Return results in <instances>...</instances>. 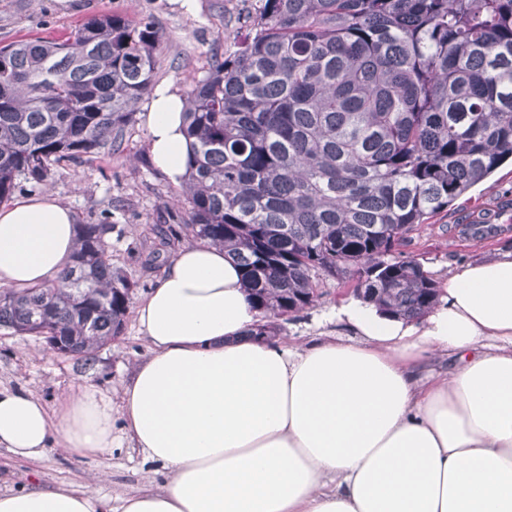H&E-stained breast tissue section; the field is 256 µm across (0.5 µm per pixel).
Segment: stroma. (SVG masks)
I'll list each match as a JSON object with an SVG mask.
<instances>
[{"label":"stroma","instance_id":"35a3bbf8","mask_svg":"<svg viewBox=\"0 0 512 512\" xmlns=\"http://www.w3.org/2000/svg\"><path fill=\"white\" fill-rule=\"evenodd\" d=\"M247 0H194L192 10L173 5L172 0H0V45L19 39H66L88 19L117 14L137 21L152 19L158 35L154 82H169L187 93L190 78L205 76L213 62L224 55L225 40L244 34ZM148 106L140 100L138 115L126 127L119 146L106 147L78 162L63 164L47 183L61 202L69 206L79 224L109 219L112 231L106 242L112 263L131 279L133 290L124 330L85 362L63 357L40 339L0 328V388L23 390L54 404L90 377L98 388L119 394L132 365L148 355L140 332L135 305L154 287L167 263L190 239L180 228L186 217L172 200L180 193L157 172L148 155L147 130L140 115ZM496 225L495 234L472 235L471 225ZM177 229L169 247L146 262L154 239V226ZM512 251V163L499 167L442 212L413 233L404 245L405 255L420 261L437 282H445L460 263ZM321 296L299 317L282 321L280 336L285 344L300 346L335 332L333 316L354 296L350 285L326 279ZM140 449L131 444L94 459L49 449L39 460L14 458L0 447V488L31 485L73 486L120 498L159 488L150 477Z\"/></svg>","mask_w":512,"mask_h":512}]
</instances>
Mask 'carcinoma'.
<instances>
[{
	"mask_svg": "<svg viewBox=\"0 0 512 512\" xmlns=\"http://www.w3.org/2000/svg\"><path fill=\"white\" fill-rule=\"evenodd\" d=\"M246 23L185 99L184 230L268 317L314 305L321 276L424 317L438 282L384 256L512 160V0H255ZM157 46L152 22L113 14L0 46V204L116 143ZM107 227L77 225L60 280L1 291L0 327L85 358L120 336L131 284Z\"/></svg>",
	"mask_w": 512,
	"mask_h": 512,
	"instance_id": "1",
	"label": "carcinoma"
}]
</instances>
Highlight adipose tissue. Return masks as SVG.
<instances>
[{
  "mask_svg": "<svg viewBox=\"0 0 512 512\" xmlns=\"http://www.w3.org/2000/svg\"><path fill=\"white\" fill-rule=\"evenodd\" d=\"M183 110L165 82L142 115L175 185ZM75 233L52 195L0 208V285L58 280ZM260 317L223 249L182 247L137 306L150 354L119 398L83 383L50 406L0 388L1 448L97 457L127 440L162 488L115 503L35 485L0 491V512H512V251L459 264L418 323L351 301L338 334L289 348L247 337Z\"/></svg>",
  "mask_w": 512,
  "mask_h": 512,
  "instance_id": "1",
  "label": "adipose tissue"
}]
</instances>
